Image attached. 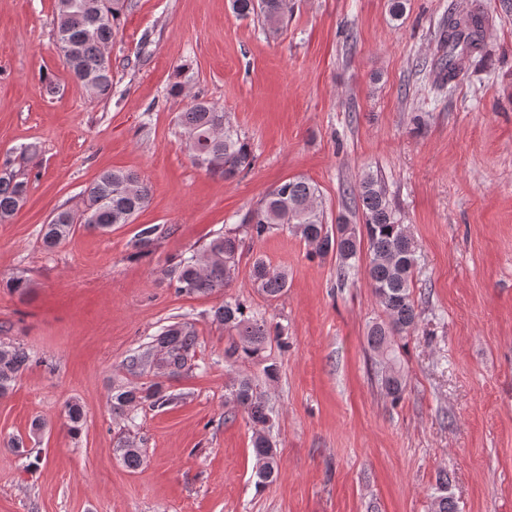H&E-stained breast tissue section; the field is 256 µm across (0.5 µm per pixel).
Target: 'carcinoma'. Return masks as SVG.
Returning <instances> with one entry per match:
<instances>
[{
    "label": "carcinoma",
    "mask_w": 512,
    "mask_h": 512,
    "mask_svg": "<svg viewBox=\"0 0 512 512\" xmlns=\"http://www.w3.org/2000/svg\"><path fill=\"white\" fill-rule=\"evenodd\" d=\"M87 2L58 0L56 37L59 44L70 48L65 61L73 77L92 95L106 97L112 91V64L106 50L128 4L127 0H101V16L95 18L85 10ZM231 7L241 17L260 16L270 31L276 32L285 18L286 0H231ZM490 21L481 0H475L464 15L448 12L441 30L443 54L435 70L436 83L455 84L468 74L472 62L485 59L484 32ZM177 124L193 163L208 173L229 180L253 166L255 156L249 144L233 129L223 108L194 99L179 113ZM318 193L317 185L306 178L279 183L245 215L242 223L211 239L202 253L182 257L168 266L169 286L178 294L224 291L238 270L243 238L260 240L284 225L312 246L313 255L321 259L336 258L337 274L342 279L349 275L353 261L361 253L362 242H367L366 276L386 315V319L369 327L367 343L384 363L382 386L392 401L397 402L403 396L404 384L399 351L391 337L415 331L419 318L411 292L417 265L414 241L401 224L385 186L374 176L364 177L359 186L364 220L359 229L342 214L336 218V224L325 223L317 206ZM149 195L150 187L138 176L122 170L104 172L84 191L82 209L62 210L42 225V245L52 250L82 225L106 231L114 224H125L145 207ZM25 199V182L17 180L8 170L1 171L0 223L11 217ZM157 231L155 225L142 227L131 243L134 253H152ZM252 274L259 290L271 299L280 296L287 287V274L270 270L261 258L253 262ZM213 316L238 336L224 349V361L232 366L264 358L267 345L272 342L281 351H288V328L257 317L243 300L224 299L214 309ZM196 343L192 324L175 321L162 327L146 349L129 356L128 371L137 375L155 369L179 375L190 369L189 354ZM29 364V354L23 347L0 342L1 398L12 391L17 377ZM231 395L254 428L252 447L259 463L255 472L257 483L270 482L280 468V458L270 437L272 414L248 378L234 383ZM175 400L177 396L164 393L157 384L144 387L131 383L113 389L112 412L122 413L132 405L145 402L163 408ZM65 417L68 432L78 435L85 417L82 406L77 402L67 403ZM448 483V473H441L433 512H458L457 504L448 497Z\"/></svg>",
    "instance_id": "cac0c4a2"
}]
</instances>
